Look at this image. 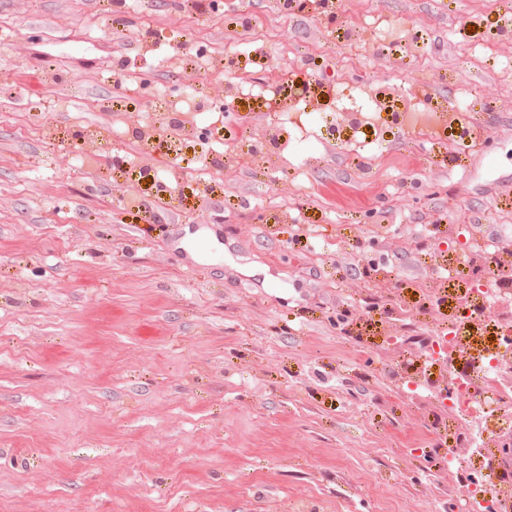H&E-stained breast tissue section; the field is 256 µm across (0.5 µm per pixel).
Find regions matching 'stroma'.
Returning a JSON list of instances; mask_svg holds the SVG:
<instances>
[{
	"label": "stroma",
	"instance_id": "obj_1",
	"mask_svg": "<svg viewBox=\"0 0 512 512\" xmlns=\"http://www.w3.org/2000/svg\"><path fill=\"white\" fill-rule=\"evenodd\" d=\"M181 3L0 0V512H465L484 458L422 341L455 329L461 373L502 348L459 299L484 282L467 255L512 243V21L493 0ZM243 40L236 71L287 81L275 101L194 69ZM198 89L170 166L145 114ZM299 98L318 138L281 128ZM355 136L387 154L337 148Z\"/></svg>",
	"mask_w": 512,
	"mask_h": 512
}]
</instances>
